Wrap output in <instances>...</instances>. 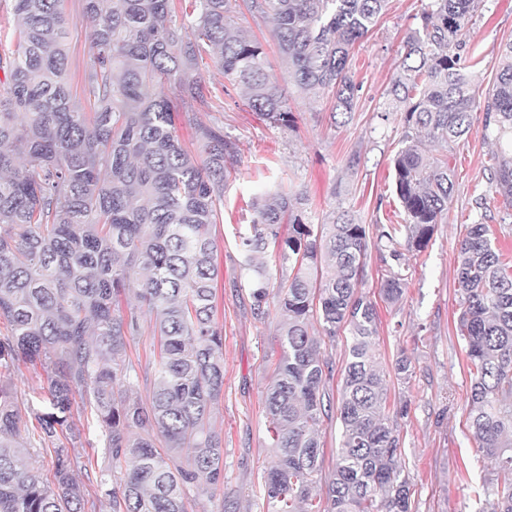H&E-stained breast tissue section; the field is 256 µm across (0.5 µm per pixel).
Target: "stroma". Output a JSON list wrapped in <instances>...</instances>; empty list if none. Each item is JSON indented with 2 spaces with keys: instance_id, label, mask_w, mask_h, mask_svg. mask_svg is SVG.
<instances>
[{
  "instance_id": "35a3bbf8",
  "label": "stroma",
  "mask_w": 512,
  "mask_h": 512,
  "mask_svg": "<svg viewBox=\"0 0 512 512\" xmlns=\"http://www.w3.org/2000/svg\"><path fill=\"white\" fill-rule=\"evenodd\" d=\"M62 6L68 19V80L73 98L82 104L93 22L82 0H63ZM422 8V0H389L377 25L356 43L349 74L359 92L351 113L332 115L326 100L289 82L271 23L255 20L243 8L237 22L263 43L287 99L290 122L260 120L244 106L241 88L212 66L203 75L217 96L213 110L177 106L181 138L192 139L198 124L218 120L240 149V174L224 193V222L215 229L221 283L217 317L224 325V394L215 417L224 437V484L212 496L190 493L188 512H266L261 475L272 450L263 396L279 348L275 320L262 324L252 316L246 275L239 267L237 233L252 220L254 196L280 187L303 192L316 224L338 211L354 215L369 232L361 291L370 297L378 294L386 271L377 227L406 219L393 173L405 125L401 113L387 111L384 91ZM510 41L512 0H483L462 50L478 94L491 88L501 50ZM495 150L494 137L478 116L466 136L449 144L454 193L448 216L420 256L404 254L408 279L402 303L378 307L379 360L388 368L401 354L411 362L410 381L393 379L389 385L391 399L408 406L400 424L412 512H479L472 488L493 469L467 428L471 375L456 331V268L457 244L469 224L490 225L496 247L505 261H512V211L504 210L488 179Z\"/></svg>"
}]
</instances>
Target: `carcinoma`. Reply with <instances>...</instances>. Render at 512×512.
<instances>
[{
    "label": "carcinoma",
    "mask_w": 512,
    "mask_h": 512,
    "mask_svg": "<svg viewBox=\"0 0 512 512\" xmlns=\"http://www.w3.org/2000/svg\"><path fill=\"white\" fill-rule=\"evenodd\" d=\"M243 2L271 19L296 86L332 98L334 114L353 111L351 50L388 0ZM480 2L428 0L387 88L392 111L418 133L393 160L407 223L378 234L395 262L379 289L390 306L406 288L399 238L422 252L452 198L448 156L425 143L455 141L483 112L499 148L489 181L512 207V43L481 103L462 64ZM84 11L95 21L83 77L92 111L75 104L68 86L61 0H14L17 42L0 57V374L20 363L50 369L47 384L32 388L41 409L25 436L18 394L0 381V512H85L75 477L86 468L75 421L85 413L101 429L108 466L97 486L111 512H187V493L224 483V438L213 421L224 393L213 228L224 220L239 147L214 122L197 126L189 149L166 90L211 110L208 58L262 120L288 124V106L262 44L236 26L232 0H191L188 13L176 0H84ZM253 208L238 247L252 315L263 323L276 311L280 349L264 398L267 512H411L399 425L407 409L390 408L372 352L376 302L358 291L366 225L344 213L314 224L303 197L284 189L256 197ZM273 266L283 271L276 282ZM457 286L456 330L472 375L467 422L496 464L481 512H512V271L486 224L468 225L459 241ZM130 293L153 321L147 403L134 393L139 374L126 358L144 326L137 313L115 309ZM342 329L351 342L335 398L325 350ZM334 411L341 439L322 484L320 435ZM44 448L55 456L50 485L34 466Z\"/></svg>",
    "instance_id": "cac0c4a2"
}]
</instances>
